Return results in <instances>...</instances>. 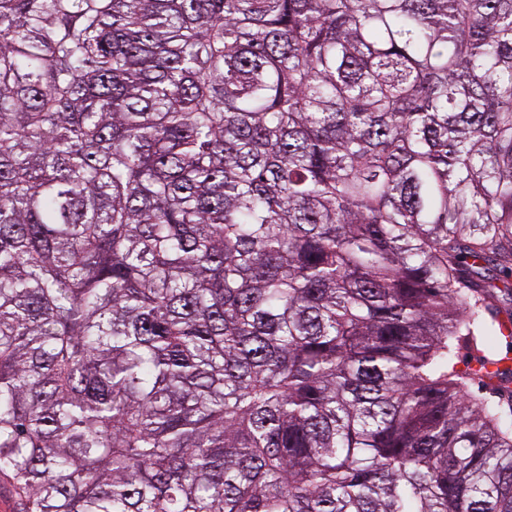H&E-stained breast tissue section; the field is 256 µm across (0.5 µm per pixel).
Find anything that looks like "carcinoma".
<instances>
[{"label": "carcinoma", "mask_w": 512, "mask_h": 512, "mask_svg": "<svg viewBox=\"0 0 512 512\" xmlns=\"http://www.w3.org/2000/svg\"><path fill=\"white\" fill-rule=\"evenodd\" d=\"M512 0H0L16 512H512Z\"/></svg>", "instance_id": "cac0c4a2"}]
</instances>
